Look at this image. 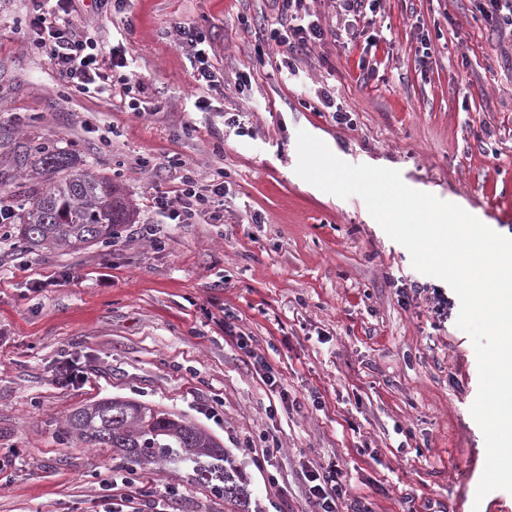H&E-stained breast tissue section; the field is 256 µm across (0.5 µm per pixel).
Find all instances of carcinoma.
<instances>
[{
	"instance_id": "obj_1",
	"label": "carcinoma",
	"mask_w": 512,
	"mask_h": 512,
	"mask_svg": "<svg viewBox=\"0 0 512 512\" xmlns=\"http://www.w3.org/2000/svg\"><path fill=\"white\" fill-rule=\"evenodd\" d=\"M34 165L49 182L43 190H30L17 214L18 237L25 248L106 243L118 226L132 223L134 212L112 181L75 167L68 154L43 150ZM67 425L79 440L110 448L143 469L183 468L191 482L224 493V502L235 512H249L247 485L223 446L181 415L112 398L71 413Z\"/></svg>"
}]
</instances>
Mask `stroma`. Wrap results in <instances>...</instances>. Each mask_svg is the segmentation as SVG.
<instances>
[{"instance_id": "stroma-1", "label": "stroma", "mask_w": 512, "mask_h": 512, "mask_svg": "<svg viewBox=\"0 0 512 512\" xmlns=\"http://www.w3.org/2000/svg\"><path fill=\"white\" fill-rule=\"evenodd\" d=\"M74 7L82 35L123 45L144 91L133 108L118 88L67 89L34 44L29 0H0V206L18 212L45 187L32 152L62 149L118 185L135 221L54 251L23 250L0 223V512H111L127 495L147 512H230L185 472L137 468L70 433L71 412L112 397L217 436L251 512H314L306 465L346 476L340 512H512L511 492L475 498L486 447L458 296L412 268L360 197L295 172L303 130L512 238V34L475 0H381L382 25L364 12L356 38L315 44L290 70L287 48L266 46L276 0ZM177 24L205 34L216 85L196 82ZM326 89L354 128L323 108ZM186 174L203 191L223 179L210 198L221 221L162 223L153 198ZM68 365L81 378L60 381Z\"/></svg>"}]
</instances>
